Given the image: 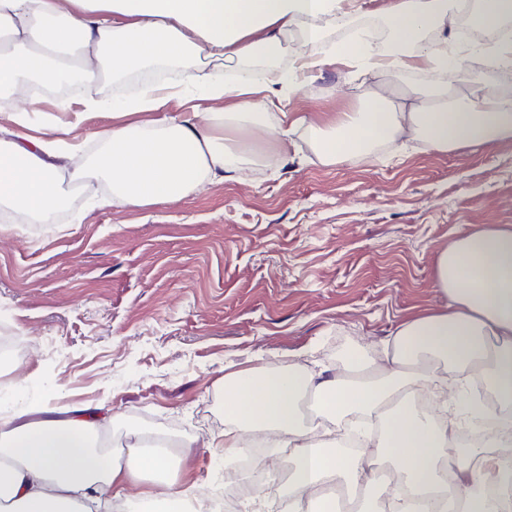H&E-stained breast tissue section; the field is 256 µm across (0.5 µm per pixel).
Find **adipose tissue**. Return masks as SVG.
Here are the masks:
<instances>
[{"mask_svg":"<svg viewBox=\"0 0 512 512\" xmlns=\"http://www.w3.org/2000/svg\"><path fill=\"white\" fill-rule=\"evenodd\" d=\"M468 13L475 29L500 27L512 18V0H391L379 37L364 34L334 47L336 58L357 60L364 74L395 67H425L454 73L465 55L492 52L512 64V42L481 41L457 50L448 25ZM300 23V45L288 51V31ZM340 0H0V33L13 49L0 56V89L23 93L35 79L54 84L62 69L51 53L80 48L75 72L81 82L98 80V60L125 74L159 63L176 65L164 90H198L224 100L223 111L193 119L132 122L155 109V88L113 104L87 97L86 111L113 110L123 123L104 132V148L78 161L60 141L30 142L19 136L0 147V201L13 210L49 221L62 201L60 169L74 181L111 186L108 205L145 206L176 202L205 184L236 179L253 164L248 132L261 128L288 159L290 129L278 113H256L254 96L282 99L301 87L297 69L316 67L312 46L345 27ZM288 57L287 72L271 70L259 80L241 76L223 82L224 66L254 59ZM322 164L365 155L377 144L410 140L446 152L512 141V98L480 77L460 83L454 95L412 92L391 102L370 93L368 109L324 121L295 122ZM437 284L448 297L446 311L399 326L387 365L367 368L351 355L342 373L316 376L294 366L267 364L224 376V458H238L249 437L264 434L289 449L296 468L284 512H335L328 484L368 479L384 461L401 478L387 512H512V225L467 232L443 250ZM488 375L500 413L486 443L453 454L459 409L448 396L465 388L473 371ZM430 392L438 414L419 408L416 394ZM312 398L316 421L301 404ZM373 416L380 437L364 433L368 456L328 453L313 436L320 420L341 422ZM0 435V512H96L110 500L135 512L127 488L147 476L165 475L173 458L166 451L130 449L125 463L97 443L111 415L66 409L51 395L25 402Z\"/></svg>","mask_w":512,"mask_h":512,"instance_id":"obj_1","label":"adipose tissue"}]
</instances>
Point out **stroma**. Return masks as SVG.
I'll list each match as a JSON object with an SVG mask.
<instances>
[{"label":"stroma","mask_w":512,"mask_h":512,"mask_svg":"<svg viewBox=\"0 0 512 512\" xmlns=\"http://www.w3.org/2000/svg\"><path fill=\"white\" fill-rule=\"evenodd\" d=\"M422 70L358 76L329 61L286 101L313 119L360 107L369 88L420 89ZM223 101L166 97L137 114L149 124ZM26 135L58 129L84 158L118 123L81 97L0 102V142L17 112ZM263 159L236 181L172 203L101 206L106 184L65 193L51 223L0 221V321L21 349L20 369L0 365V416L23 395L58 396L112 414L116 449L167 426L192 442L175 489L224 491V373L266 363L336 373L355 350L384 362L403 322L448 307L436 286L441 251L481 224L512 225V143L437 152L389 144L322 164L292 134L287 164L257 139Z\"/></svg>","instance_id":"35a3bbf8"}]
</instances>
